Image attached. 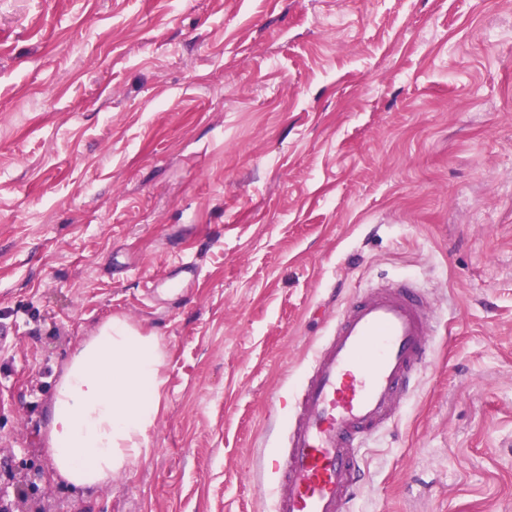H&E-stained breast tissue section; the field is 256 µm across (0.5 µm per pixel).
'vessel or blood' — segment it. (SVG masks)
<instances>
[{"label": "vessel or blood", "mask_w": 512, "mask_h": 512, "mask_svg": "<svg viewBox=\"0 0 512 512\" xmlns=\"http://www.w3.org/2000/svg\"><path fill=\"white\" fill-rule=\"evenodd\" d=\"M436 324L408 282L350 302L302 382L285 454L266 461L277 478L274 512H345L364 475L359 449L414 388Z\"/></svg>", "instance_id": "vessel-or-blood-1"}]
</instances>
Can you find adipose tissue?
I'll return each instance as SVG.
<instances>
[{"label":"adipose tissue","mask_w":512,"mask_h":512,"mask_svg":"<svg viewBox=\"0 0 512 512\" xmlns=\"http://www.w3.org/2000/svg\"><path fill=\"white\" fill-rule=\"evenodd\" d=\"M160 340L111 318L82 341L49 406L47 449L54 479L105 486L143 453L162 405Z\"/></svg>","instance_id":"1"}]
</instances>
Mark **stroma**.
<instances>
[{"mask_svg":"<svg viewBox=\"0 0 512 512\" xmlns=\"http://www.w3.org/2000/svg\"><path fill=\"white\" fill-rule=\"evenodd\" d=\"M385 276L439 324L349 512H512V0H0L7 497L273 512L301 380ZM112 317L159 337L162 413L74 488L48 407Z\"/></svg>","mask_w":512,"mask_h":512,"instance_id":"1","label":"stroma"}]
</instances>
